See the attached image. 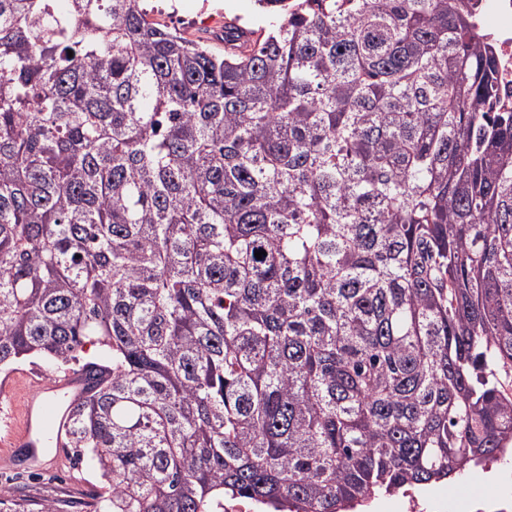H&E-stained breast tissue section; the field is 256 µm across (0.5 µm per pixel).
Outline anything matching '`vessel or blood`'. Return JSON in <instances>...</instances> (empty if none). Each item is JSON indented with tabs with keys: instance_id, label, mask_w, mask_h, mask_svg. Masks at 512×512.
I'll return each instance as SVG.
<instances>
[{
	"instance_id": "vessel-or-blood-1",
	"label": "vessel or blood",
	"mask_w": 512,
	"mask_h": 512,
	"mask_svg": "<svg viewBox=\"0 0 512 512\" xmlns=\"http://www.w3.org/2000/svg\"><path fill=\"white\" fill-rule=\"evenodd\" d=\"M89 374L78 370L34 381L23 404V417L11 437L13 452L22 454L29 471H41L43 451L65 447L67 408L86 394Z\"/></svg>"
}]
</instances>
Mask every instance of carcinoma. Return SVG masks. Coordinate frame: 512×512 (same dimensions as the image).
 I'll list each match as a JSON object with an SVG mask.
<instances>
[{
  "label": "carcinoma",
  "instance_id": "obj_1",
  "mask_svg": "<svg viewBox=\"0 0 512 512\" xmlns=\"http://www.w3.org/2000/svg\"><path fill=\"white\" fill-rule=\"evenodd\" d=\"M142 2L0 0V370H99L68 422L97 512H344L512 448L473 0H258L276 30L222 52ZM216 509L224 512H296L298 510L295 504L288 499L281 500L274 507L266 503L244 500L233 496L225 497L224 503H220Z\"/></svg>",
  "mask_w": 512,
  "mask_h": 512
}]
</instances>
